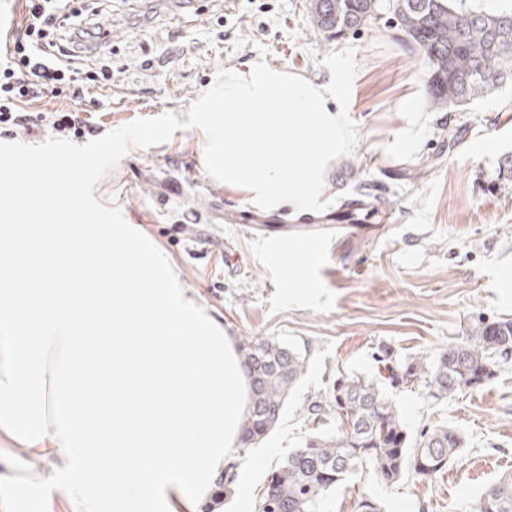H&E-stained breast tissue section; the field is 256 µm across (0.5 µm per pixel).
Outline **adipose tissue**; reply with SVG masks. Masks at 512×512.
I'll list each match as a JSON object with an SVG mask.
<instances>
[{
    "instance_id": "adipose-tissue-1",
    "label": "adipose tissue",
    "mask_w": 512,
    "mask_h": 512,
    "mask_svg": "<svg viewBox=\"0 0 512 512\" xmlns=\"http://www.w3.org/2000/svg\"><path fill=\"white\" fill-rule=\"evenodd\" d=\"M13 186L0 182V512L22 498L53 512L52 487L71 512H210L250 404L234 337L131 225L68 208L23 224Z\"/></svg>"
}]
</instances>
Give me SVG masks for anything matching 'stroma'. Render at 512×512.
<instances>
[{
    "label": "stroma",
    "instance_id": "stroma-1",
    "mask_svg": "<svg viewBox=\"0 0 512 512\" xmlns=\"http://www.w3.org/2000/svg\"><path fill=\"white\" fill-rule=\"evenodd\" d=\"M307 0H112L105 19L112 87L99 91L93 121L111 131L189 106L221 70L258 53L269 64L327 81L315 58L353 49L362 76L348 106L352 152L330 174L333 209L360 198L388 200L394 215L378 235L345 224L263 234L240 224L251 196L210 178L205 135L175 131L129 152L94 186L165 257L187 289L235 336L274 338L307 359L279 424L261 440V471L244 475L219 512H255L269 476L312 432L334 433L336 416H307L334 381L358 375L384 383V351L434 359L482 320L512 316V82L451 112L416 97L414 128L400 105L425 66L389 17L332 37L313 26ZM413 144L401 149L405 130ZM457 136L449 147V136ZM392 397L409 436L445 424L465 447L434 480L388 484L360 474L323 502L322 512H357L361 498L383 512H472L477 496L512 472V364L488 385L441 403L422 390ZM259 446V447H260Z\"/></svg>",
    "mask_w": 512,
    "mask_h": 512
}]
</instances>
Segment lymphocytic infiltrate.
Returning a JSON list of instances; mask_svg holds the SVG:
<instances>
[{"label": "lymphocytic infiltrate", "instance_id": "lymphocytic-infiltrate-1", "mask_svg": "<svg viewBox=\"0 0 512 512\" xmlns=\"http://www.w3.org/2000/svg\"><path fill=\"white\" fill-rule=\"evenodd\" d=\"M103 37L94 9L85 0H24L21 18L0 49V130L33 134L46 130L76 138L102 129L71 110L32 112L31 103L49 98L88 99L89 90L112 83L111 61L88 64L92 44Z\"/></svg>", "mask_w": 512, "mask_h": 512}]
</instances>
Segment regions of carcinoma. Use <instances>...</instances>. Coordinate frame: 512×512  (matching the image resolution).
Masks as SVG:
<instances>
[{
	"label": "carcinoma",
	"instance_id": "obj_1",
	"mask_svg": "<svg viewBox=\"0 0 512 512\" xmlns=\"http://www.w3.org/2000/svg\"><path fill=\"white\" fill-rule=\"evenodd\" d=\"M314 26L331 36L391 15L429 69L436 106L465 107L512 80V10L486 14L446 0H310ZM241 356L251 404L241 425V448L262 440L280 420L288 395L306 372L299 350L272 339L245 340ZM512 360V318L481 323L466 340L434 360L413 356L388 366L394 387H419L438 401L476 390ZM332 411L340 430L315 435L272 472L257 512H320L327 494L369 467L387 483L412 475L431 480L460 456L464 441L443 424L409 436L396 403L372 380L338 378L329 398L307 413ZM474 512H512V474L486 487Z\"/></svg>",
	"mask_w": 512,
	"mask_h": 512
}]
</instances>
